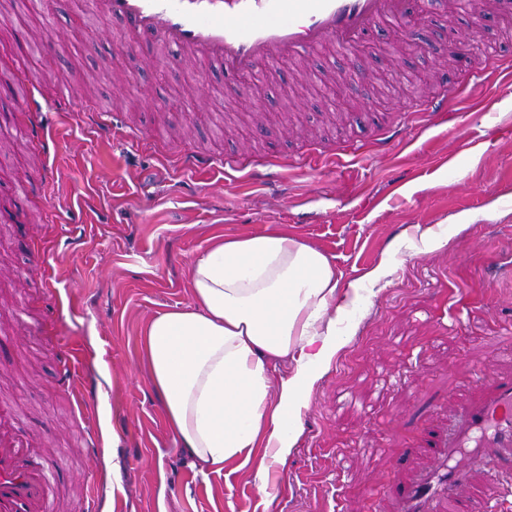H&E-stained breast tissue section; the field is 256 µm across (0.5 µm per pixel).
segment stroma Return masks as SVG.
<instances>
[{"label":"stroma","instance_id":"35a3bbf8","mask_svg":"<svg viewBox=\"0 0 512 512\" xmlns=\"http://www.w3.org/2000/svg\"><path fill=\"white\" fill-rule=\"evenodd\" d=\"M124 34L81 0H0V401L49 441L56 512H85L88 472L116 487V512H400L462 410L512 378V85L494 76L449 96L424 132L415 114L461 81L467 55L512 61V17L425 0L402 30L233 77L202 59L165 66L150 41L130 62ZM461 34L466 55L449 50ZM358 67L365 81L348 84ZM22 70L101 105L116 131L55 111L51 89L20 84ZM228 83L242 94L224 97ZM31 117L47 128L48 158ZM397 125L387 152L336 153ZM162 142L219 162L248 148L283 178L183 172ZM462 212L479 219L443 249L402 246L411 225ZM275 228L322 249L346 283L391 245L400 263L369 286L357 331L312 389L296 446L270 470L280 490L267 508L253 467L205 474L176 450L138 340L150 317L190 304L189 265L212 232ZM67 360L97 374L96 462L81 443L82 385L61 384ZM498 488L493 467L473 461L455 512H480Z\"/></svg>","mask_w":512,"mask_h":512}]
</instances>
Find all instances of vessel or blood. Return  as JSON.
I'll return each mask as SVG.
<instances>
[{
  "label": "vessel or blood",
  "mask_w": 512,
  "mask_h": 512,
  "mask_svg": "<svg viewBox=\"0 0 512 512\" xmlns=\"http://www.w3.org/2000/svg\"><path fill=\"white\" fill-rule=\"evenodd\" d=\"M422 0H89L96 14L125 22L126 51L138 39L174 46L171 67L203 57L242 74L334 43L345 47L375 28H401ZM40 439L18 434L13 408L0 403V512H52L54 485L45 471ZM512 447V379L496 382L489 397L467 408L448 437L436 471L412 486L403 512H428L451 496L469 463L485 449Z\"/></svg>",
  "instance_id": "obj_1"
}]
</instances>
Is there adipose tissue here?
Instances as JSON below:
<instances>
[{"instance_id":"obj_1","label":"adipose tissue","mask_w":512,"mask_h":512,"mask_svg":"<svg viewBox=\"0 0 512 512\" xmlns=\"http://www.w3.org/2000/svg\"><path fill=\"white\" fill-rule=\"evenodd\" d=\"M475 220L461 213L414 224L404 238L429 253ZM394 265L385 256L345 287L325 252L286 231L210 235L190 264V304L158 312L141 337V360L178 448L216 474L255 465L272 503L271 464H286L313 386L362 315L365 284ZM279 361L288 374L274 375Z\"/></svg>"}]
</instances>
